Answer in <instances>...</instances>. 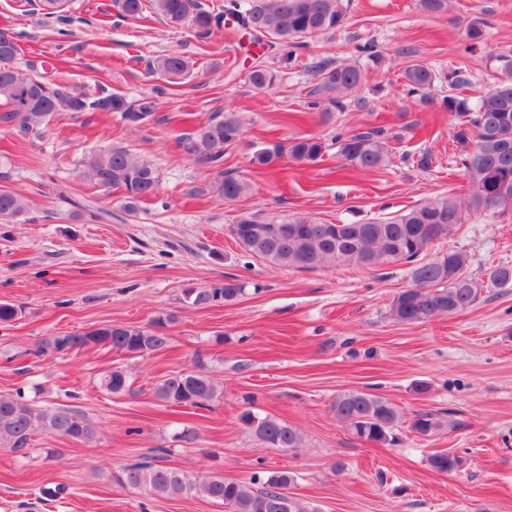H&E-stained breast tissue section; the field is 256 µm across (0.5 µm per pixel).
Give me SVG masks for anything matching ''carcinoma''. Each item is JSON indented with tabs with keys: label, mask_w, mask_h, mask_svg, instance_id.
I'll list each match as a JSON object with an SVG mask.
<instances>
[{
	"label": "carcinoma",
	"mask_w": 512,
	"mask_h": 512,
	"mask_svg": "<svg viewBox=\"0 0 512 512\" xmlns=\"http://www.w3.org/2000/svg\"><path fill=\"white\" fill-rule=\"evenodd\" d=\"M144 0H113V7L124 17L142 15ZM349 0H224V4L205 6L200 0H150V9L178 25L191 20L202 36L224 29L233 20L242 28L261 35L266 54L286 66L291 63L300 39L326 35L340 30L349 11ZM467 49L484 43L485 28L480 18L467 25ZM19 45L14 33L0 28V101L8 110L0 115L6 122L27 133L42 125L54 112H117L132 123L151 120L155 105L146 98L129 99L108 94L94 99L64 83H51L18 64ZM501 73L498 83L474 97H462L456 91L474 87L472 71L459 67L444 79L450 93L442 105L455 118L452 143L458 151L456 162L463 168L469 192L460 205L446 196L430 197L392 220H368L330 224L309 218L284 221L258 220L242 215L231 226L237 242L253 256L277 266L312 270L331 262L361 263V258H375L381 263L404 264L412 285L392 299L389 313L402 323H423L440 316L466 311L487 298L495 288L512 287V266L489 268L482 278L466 273L468 255L453 247L428 256L430 246L448 235L451 228L464 223L463 212L485 214L506 209L512 200V51L492 57ZM152 71L170 79L184 76L191 63L182 55L160 56L150 64ZM308 70L319 79V91L337 108L343 107L340 95L357 91L364 71L357 63H339L315 59ZM275 71L260 61L249 70L248 82L256 89L274 85ZM439 79L433 68L410 64L402 72L407 95L416 96L425 105L434 103L430 89ZM244 134L240 113L227 111L211 119L182 141L184 153L197 163L217 167L223 161L224 148L237 143ZM339 140L343 167L366 172L382 167L390 160L388 144L381 132L353 133ZM324 142L316 136L294 142L267 144L258 149L252 164L259 169L276 166L283 158L301 164L322 159ZM217 190L226 201H237L251 192V183L219 172ZM82 177L106 190L124 191L125 207L132 210L137 202L152 196L159 187L157 168L149 161L123 148H113L87 156ZM9 175L0 172V221L12 222L26 214L29 200L6 185ZM244 282L226 276L211 288H189L186 302L197 307L231 303L245 294ZM177 321L167 313L147 325L110 324L80 334L58 335L46 342L45 349L68 353L91 346L141 354L167 348L169 336L160 327ZM101 386L118 394L125 390L127 378L119 367L106 371ZM156 397L168 406L206 408L223 397L213 379L201 371H178L162 377L154 387ZM336 419L345 423L355 438L378 445H395V433L401 420L398 406L391 400L365 391L349 390L336 395L332 403ZM240 422L267 448H298L299 432L287 422L250 409L239 415ZM453 423L434 412H416L408 430L427 439ZM46 430L82 443L96 437L92 420L83 412L63 406L40 405L25 399L0 395V447L19 458L29 454L33 435ZM436 472L451 474L463 467V459L452 450H440L428 457ZM123 481L132 489L152 496L174 497L202 495L224 506V512H308L293 496L295 475L289 471L258 473L249 482L214 475L198 479L174 468L136 464L125 469Z\"/></svg>",
	"instance_id": "carcinoma-1"
}]
</instances>
